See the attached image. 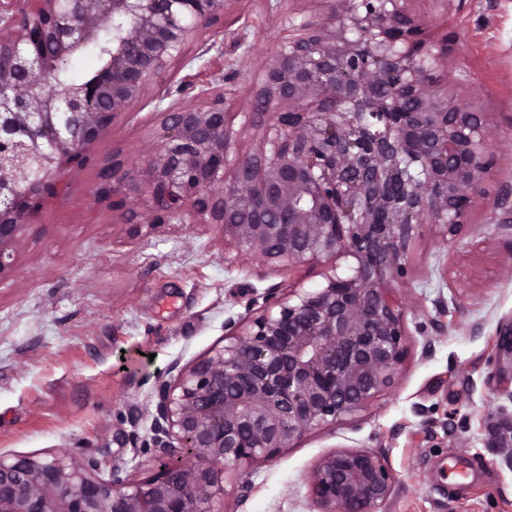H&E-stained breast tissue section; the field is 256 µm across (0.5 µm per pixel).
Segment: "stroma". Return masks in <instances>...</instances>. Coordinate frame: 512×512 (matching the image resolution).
I'll list each match as a JSON object with an SVG mask.
<instances>
[{
  "mask_svg": "<svg viewBox=\"0 0 512 512\" xmlns=\"http://www.w3.org/2000/svg\"><path fill=\"white\" fill-rule=\"evenodd\" d=\"M464 101L487 112L501 173L474 199L470 222L452 242L423 226L400 288L408 354L394 385L365 409L306 434L275 459L224 477L226 512H319L308 474L338 447L381 453L396 479L380 512H512V273L489 219L487 197L512 188V0H410ZM326 0H233L218 36L196 42L152 92L193 103L196 75L223 81L241 145L249 86L289 37L282 15L318 14ZM153 99L122 113L96 144L95 164L70 173L69 189L27 225L16 267L0 281V455L92 458L109 474L151 475L160 457L150 414L171 366L223 346L258 316L270 289L312 290L318 268L294 272L224 249L209 224H163L131 239L106 204L91 201L98 161L120 152L140 161L157 124ZM458 302L441 316L440 302ZM445 320L436 332L435 320Z\"/></svg>",
  "mask_w": 512,
  "mask_h": 512,
  "instance_id": "1",
  "label": "stroma"
}]
</instances>
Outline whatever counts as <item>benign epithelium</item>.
I'll return each mask as SVG.
<instances>
[{
    "label": "benign epithelium",
    "mask_w": 512,
    "mask_h": 512,
    "mask_svg": "<svg viewBox=\"0 0 512 512\" xmlns=\"http://www.w3.org/2000/svg\"><path fill=\"white\" fill-rule=\"evenodd\" d=\"M229 0H7L0 3V278L27 221L66 193V174L157 79L188 61ZM407 0H330L298 24L251 87L240 147L226 90L160 111L139 165L102 166L93 201L133 239L161 224H215L224 246L324 284L268 295L228 343L159 385L156 443L169 457L140 482L92 459L0 455V512H217L224 473L270 461L389 388L407 349L411 245L425 224L455 237L500 169L486 113L440 83L442 55ZM39 26L29 33V19ZM108 41L88 80L58 65ZM512 259V194L488 199ZM352 259L347 274L338 261ZM394 474L376 451L342 447L308 475L319 512H379Z\"/></svg>",
    "instance_id": "1"
}]
</instances>
